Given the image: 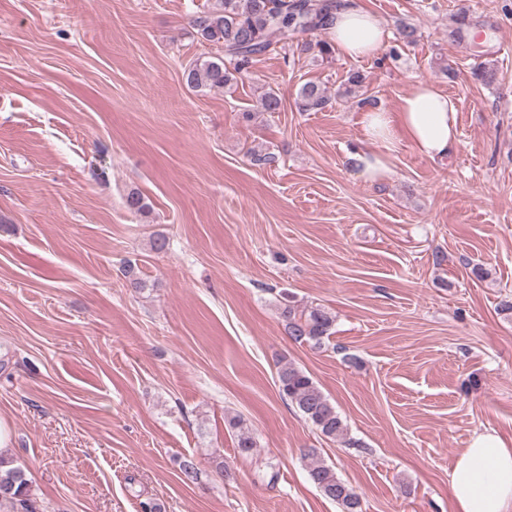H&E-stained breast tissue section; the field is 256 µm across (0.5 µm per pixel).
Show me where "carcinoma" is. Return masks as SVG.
<instances>
[{
  "instance_id": "1",
  "label": "carcinoma",
  "mask_w": 512,
  "mask_h": 512,
  "mask_svg": "<svg viewBox=\"0 0 512 512\" xmlns=\"http://www.w3.org/2000/svg\"><path fill=\"white\" fill-rule=\"evenodd\" d=\"M334 9L336 0H218L214 9L196 14L191 25L203 40L222 45L224 55L189 66L183 73L186 85L197 92L226 88L248 73L257 57L276 45L284 48L296 44L302 51H313L323 60L328 58L331 43L323 39L312 41L310 37L327 30ZM363 86V75L353 73L338 96L355 98ZM330 102L326 89L312 81L302 84L296 93V105L302 112L321 111ZM282 107V96L271 88L260 96L256 111L279 112ZM281 315L288 335L296 342L316 346L330 336L333 319L322 309H301L288 303ZM277 378L281 397L295 405L323 436H344L345 424L340 414L310 375L285 361L278 368ZM228 425L235 432L237 453L242 457L253 455L257 442L244 421L233 416ZM304 457L308 460L309 480L326 498L336 502L342 512H361L359 495L338 478L315 449H309ZM0 507L6 512H36L23 470L1 455Z\"/></svg>"
}]
</instances>
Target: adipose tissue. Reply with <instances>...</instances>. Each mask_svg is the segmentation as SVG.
I'll list each match as a JSON object with an SVG mask.
<instances>
[{"mask_svg":"<svg viewBox=\"0 0 512 512\" xmlns=\"http://www.w3.org/2000/svg\"><path fill=\"white\" fill-rule=\"evenodd\" d=\"M329 34L335 50L353 60L373 57L390 36L357 0H339ZM360 126L362 147L350 161L368 181L391 173L399 139L432 161L448 158L459 142L455 100L426 81L415 83L398 111L362 112ZM448 485L455 512H512V448L493 434L473 437L455 459Z\"/></svg>","mask_w":512,"mask_h":512,"instance_id":"obj_1","label":"adipose tissue"}]
</instances>
